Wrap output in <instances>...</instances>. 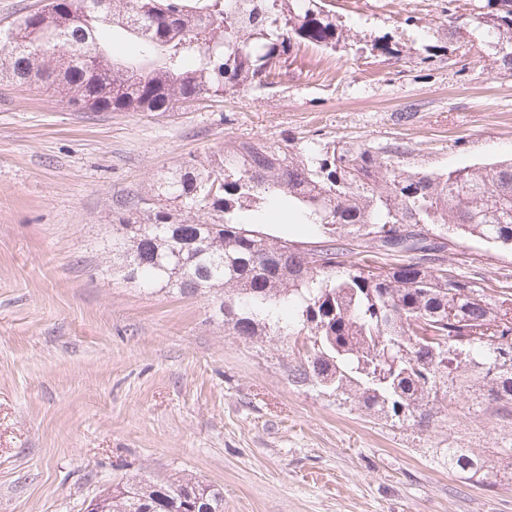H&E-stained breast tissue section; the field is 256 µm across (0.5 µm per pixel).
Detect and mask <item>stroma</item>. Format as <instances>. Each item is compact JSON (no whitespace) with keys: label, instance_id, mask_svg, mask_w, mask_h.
Listing matches in <instances>:
<instances>
[{"label":"stroma","instance_id":"obj_1","mask_svg":"<svg viewBox=\"0 0 512 512\" xmlns=\"http://www.w3.org/2000/svg\"><path fill=\"white\" fill-rule=\"evenodd\" d=\"M336 49L295 46L273 87L165 112H88L0 77V512H85L104 486L187 473L224 512H512L443 451L512 425L465 386L429 426L292 384L301 336L246 340L204 295L112 269V217L227 140L396 147L436 171L512 157V69L477 27L487 0H326ZM391 35L398 58L373 51ZM448 268L512 293V251L458 240Z\"/></svg>","mask_w":512,"mask_h":512}]
</instances>
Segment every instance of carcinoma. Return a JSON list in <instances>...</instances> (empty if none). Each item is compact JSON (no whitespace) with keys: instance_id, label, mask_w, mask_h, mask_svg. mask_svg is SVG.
Segmentation results:
<instances>
[{"instance_id":"1","label":"carcinoma","mask_w":512,"mask_h":512,"mask_svg":"<svg viewBox=\"0 0 512 512\" xmlns=\"http://www.w3.org/2000/svg\"><path fill=\"white\" fill-rule=\"evenodd\" d=\"M56 48L43 49L34 14L0 30V76L40 83L92 112H165L177 103L274 84L294 46L336 47V24L316 0H47ZM487 45L512 66V0H489ZM140 58L109 51L114 33ZM104 61L87 71L77 53ZM112 84V92L103 89ZM399 149L229 140L224 159L185 162L112 219V255L143 289L213 295L244 339L305 334L296 386L330 391L373 415L422 426L469 358L479 397L512 417L508 357L482 340L512 315V294L491 296L448 273V228L512 250V159L447 171H410ZM288 202L325 241L269 235L265 202ZM412 260L378 264L379 256ZM320 337L322 350L313 338ZM448 469L491 491L512 480V448H448ZM102 512H224V492L191 475L120 480L99 493Z\"/></svg>"}]
</instances>
